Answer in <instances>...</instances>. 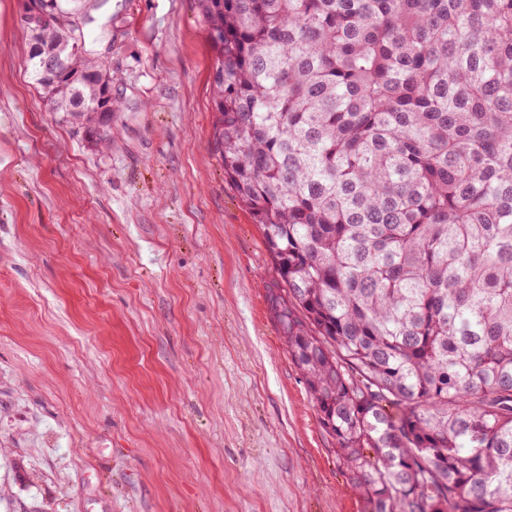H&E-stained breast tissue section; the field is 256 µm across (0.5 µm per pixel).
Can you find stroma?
I'll return each mask as SVG.
<instances>
[{
    "label": "stroma",
    "instance_id": "1",
    "mask_svg": "<svg viewBox=\"0 0 512 512\" xmlns=\"http://www.w3.org/2000/svg\"><path fill=\"white\" fill-rule=\"evenodd\" d=\"M91 15L106 147L52 111L0 0V512H365L214 151L197 0Z\"/></svg>",
    "mask_w": 512,
    "mask_h": 512
}]
</instances>
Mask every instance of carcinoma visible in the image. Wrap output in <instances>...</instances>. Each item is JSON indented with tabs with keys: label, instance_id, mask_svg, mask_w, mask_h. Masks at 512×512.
I'll list each match as a JSON object with an SVG mask.
<instances>
[{
	"label": "carcinoma",
	"instance_id": "carcinoma-1",
	"mask_svg": "<svg viewBox=\"0 0 512 512\" xmlns=\"http://www.w3.org/2000/svg\"><path fill=\"white\" fill-rule=\"evenodd\" d=\"M37 2L29 76L105 142L89 18ZM198 3L224 178L367 512H512V0Z\"/></svg>",
	"mask_w": 512,
	"mask_h": 512
}]
</instances>
